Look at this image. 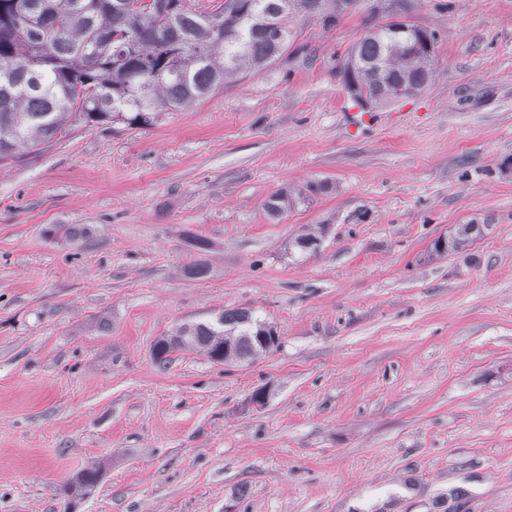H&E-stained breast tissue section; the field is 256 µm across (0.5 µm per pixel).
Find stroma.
<instances>
[{
    "label": "stroma",
    "mask_w": 512,
    "mask_h": 512,
    "mask_svg": "<svg viewBox=\"0 0 512 512\" xmlns=\"http://www.w3.org/2000/svg\"><path fill=\"white\" fill-rule=\"evenodd\" d=\"M410 8L439 42L397 105L358 115L337 70L364 10L300 16L286 63L0 163V512H65L96 459L75 512H512V0ZM471 221L467 251L431 256ZM236 308L280 348L154 363L157 337ZM50 232L56 236L61 234L62 238L81 244L89 242L94 234L93 228L85 224H56ZM105 469V461H92L65 484L64 495L72 501L89 497L98 487Z\"/></svg>",
    "instance_id": "1"
}]
</instances>
